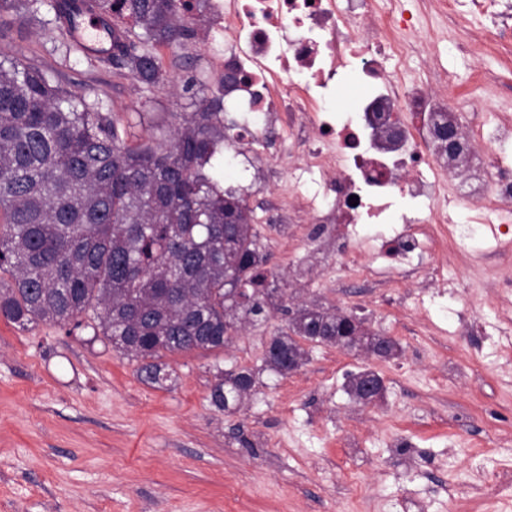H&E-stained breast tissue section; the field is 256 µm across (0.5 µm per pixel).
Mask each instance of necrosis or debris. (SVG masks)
Returning a JSON list of instances; mask_svg holds the SVG:
<instances>
[{
	"mask_svg": "<svg viewBox=\"0 0 512 512\" xmlns=\"http://www.w3.org/2000/svg\"><path fill=\"white\" fill-rule=\"evenodd\" d=\"M412 11L377 12L375 0H207L197 41L224 37V51L211 54L216 74L232 67L241 81L233 104L245 105L246 138L257 141L268 115L296 128L308 172L319 174L314 193L280 188L299 224H320L330 236L349 239L360 224H400L378 248L384 266L361 252L345 263L366 279L387 286L416 275L415 251L435 253L445 240L448 208L469 211L475 224L488 217L477 204L497 195L512 204V167L500 164L497 146L512 140V122H498L494 137L479 126L464 134L468 197H449L457 172L436 150L441 119L456 123L447 97L425 81L406 84L398 61L412 57ZM354 73L364 88L348 110L336 106L340 71Z\"/></svg>",
	"mask_w": 512,
	"mask_h": 512,
	"instance_id": "necrosis-or-debris-1",
	"label": "necrosis or debris"
}]
</instances>
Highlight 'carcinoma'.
I'll return each instance as SVG.
<instances>
[{"label": "carcinoma", "mask_w": 512, "mask_h": 512, "mask_svg": "<svg viewBox=\"0 0 512 512\" xmlns=\"http://www.w3.org/2000/svg\"><path fill=\"white\" fill-rule=\"evenodd\" d=\"M43 0H0V14L35 16ZM190 0H90L112 24V69L150 91L168 83L155 48L194 37ZM186 112L156 134L144 114L119 120L53 83L42 69L0 53V316L80 327L138 362L142 381L171 379L168 355L220 351L247 324L267 319L278 289L241 194L207 172L249 143L226 122L224 77L190 78ZM340 313L301 307L269 341L262 369L217 370L209 399L236 412L257 392L260 371L288 375L307 351L331 345ZM367 348L400 352L367 329Z\"/></svg>", "instance_id": "obj_1"}]
</instances>
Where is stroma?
Segmentation results:
<instances>
[{"label": "stroma", "instance_id": "obj_1", "mask_svg": "<svg viewBox=\"0 0 512 512\" xmlns=\"http://www.w3.org/2000/svg\"><path fill=\"white\" fill-rule=\"evenodd\" d=\"M376 2L421 11L406 78L445 93L461 124L485 117L490 134L512 117V54L483 37L490 19L472 0H458V22L417 0ZM49 18L8 15L7 52L100 111L181 112L180 83L215 78L190 40L158 49L173 87L138 92L109 59L70 51ZM260 153L311 190L286 130ZM224 158V183L245 198L286 307L364 316L399 356L308 346L304 365L283 378L261 374L256 395L229 414L209 401L217 369L259 366L284 307L222 352L167 357L172 379L162 386L142 382L137 363L93 340L92 328L0 318V512H512V244L506 261L486 262L496 241L459 232L468 214L458 212L442 250L419 256L420 277L385 288L314 242L313 225L280 231L276 183L245 156ZM365 368L385 383L367 407L343 389L346 373Z\"/></svg>", "mask_w": 512, "mask_h": 512}]
</instances>
